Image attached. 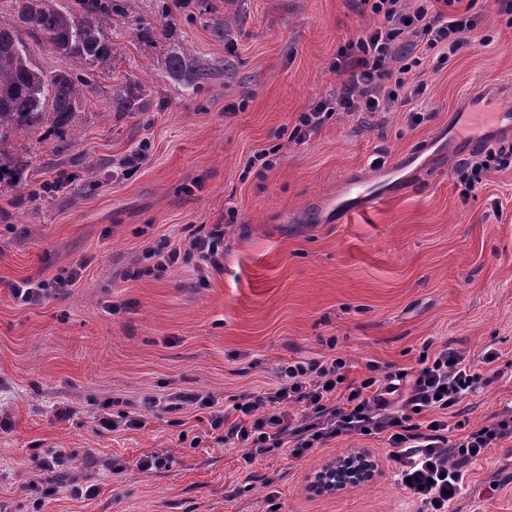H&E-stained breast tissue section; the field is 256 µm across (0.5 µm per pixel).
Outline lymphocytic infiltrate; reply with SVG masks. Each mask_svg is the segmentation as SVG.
Segmentation results:
<instances>
[{
    "instance_id": "obj_1",
    "label": "lymphocytic infiltrate",
    "mask_w": 512,
    "mask_h": 512,
    "mask_svg": "<svg viewBox=\"0 0 512 512\" xmlns=\"http://www.w3.org/2000/svg\"><path fill=\"white\" fill-rule=\"evenodd\" d=\"M360 2L376 21L339 48L336 96L302 113L297 134L316 130L337 111L380 112L394 106L408 75L420 64L419 52L447 59L467 44L477 25L475 13L458 11L460 0H420L413 9L406 0ZM194 258L221 268L222 226L194 236L184 248L171 249L166 263ZM497 358L489 351L476 360L444 345L433 356L422 357L413 371L358 382L348 381L343 358L297 361L285 367L279 383L236 399L228 410L216 409L212 397L201 393L179 394L175 401L211 410V428L223 430L225 446L242 449L248 464L275 449L300 458L342 436H385L398 464L399 487L418 502L420 512H448L461 490L465 465L512 436V406L493 423L470 428L460 421L459 437L448 433V411L492 383L487 369ZM341 384L347 390L343 398L336 395ZM399 392L404 399L391 408L390 398Z\"/></svg>"
}]
</instances>
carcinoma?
<instances>
[{"mask_svg": "<svg viewBox=\"0 0 512 512\" xmlns=\"http://www.w3.org/2000/svg\"><path fill=\"white\" fill-rule=\"evenodd\" d=\"M0 14V188H15L27 162L11 148L20 136L49 128L75 139L74 117L83 101L84 75L112 69L117 43L107 25L127 21V0H10ZM39 37L70 58L68 70L46 71L32 59L26 37ZM165 73L193 90L208 82L209 68L190 49L172 43ZM144 88L137 80L112 87V105L141 110Z\"/></svg>", "mask_w": 512, "mask_h": 512, "instance_id": "1", "label": "carcinoma"}]
</instances>
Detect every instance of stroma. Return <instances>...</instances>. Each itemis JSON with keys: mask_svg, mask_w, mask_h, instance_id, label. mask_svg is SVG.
Segmentation results:
<instances>
[{"mask_svg": "<svg viewBox=\"0 0 512 512\" xmlns=\"http://www.w3.org/2000/svg\"><path fill=\"white\" fill-rule=\"evenodd\" d=\"M475 8L469 47L409 74V85L425 86L413 108L340 111L299 138L301 113L340 85L339 47L373 17L356 0H226L234 22L220 39L198 0H171L177 41L215 71L207 84L193 91L171 80L161 65L167 43L127 32L112 71L88 78L75 141L46 130L19 140L25 179L0 198L8 512H418L394 481L384 439L344 436L301 459L274 450L246 468L209 411L145 404L200 392L224 409L295 361L342 357L359 380L374 365L412 370L443 344L474 358L500 354L494 383L460 405L473 425L512 404V164L469 193L440 144L449 115L483 85L512 109V17L493 0ZM129 78L145 87L138 112L112 106L113 85ZM139 149L146 160L124 175L121 160ZM415 151L405 192L337 223L346 180L374 179ZM216 224L222 270L193 261L156 272L160 244L185 246ZM73 269L75 281L39 303L11 294ZM112 401L141 413L142 427L99 432L95 416ZM63 405L75 411L70 420L56 417ZM60 448L70 466L40 469ZM153 451L167 466L140 471ZM362 452L376 465L372 480L311 488L323 466ZM466 470L448 512H512V438ZM75 483L96 496L74 497Z\"/></svg>", "mask_w": 512, "mask_h": 512, "instance_id": "1", "label": "stroma"}]
</instances>
